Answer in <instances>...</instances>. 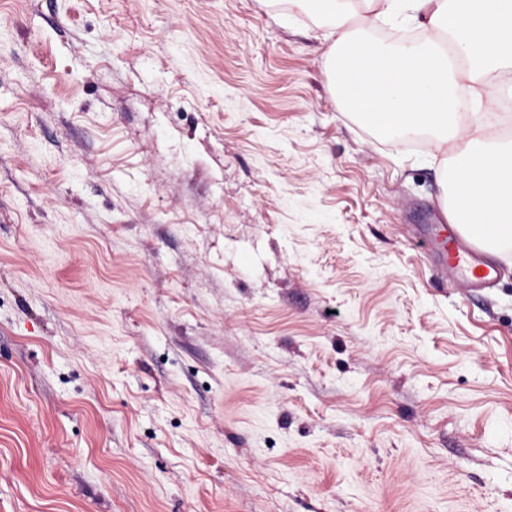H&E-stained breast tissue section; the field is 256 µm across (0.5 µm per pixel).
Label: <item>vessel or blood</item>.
<instances>
[{
  "instance_id": "1",
  "label": "vessel or blood",
  "mask_w": 512,
  "mask_h": 512,
  "mask_svg": "<svg viewBox=\"0 0 512 512\" xmlns=\"http://www.w3.org/2000/svg\"><path fill=\"white\" fill-rule=\"evenodd\" d=\"M448 244L445 272L449 277L460 280L472 291L494 286L498 278V266L481 249L474 243L463 242L453 231L448 234Z\"/></svg>"
}]
</instances>
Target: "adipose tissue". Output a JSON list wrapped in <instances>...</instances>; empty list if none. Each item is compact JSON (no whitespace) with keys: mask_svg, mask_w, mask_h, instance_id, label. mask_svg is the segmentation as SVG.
Here are the masks:
<instances>
[{"mask_svg":"<svg viewBox=\"0 0 512 512\" xmlns=\"http://www.w3.org/2000/svg\"><path fill=\"white\" fill-rule=\"evenodd\" d=\"M320 7L332 41L326 63L340 99L395 132L428 128L450 148L465 184L450 216L484 246L512 242V140L489 123L484 103L512 99V0H295ZM422 20V43L369 38L379 18ZM473 106L453 110L458 93Z\"/></svg>","mask_w":512,"mask_h":512,"instance_id":"ef3b65f1","label":"adipose tissue"}]
</instances>
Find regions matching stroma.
I'll use <instances>...</instances> for the list:
<instances>
[{
    "instance_id": "35a3bbf8",
    "label": "stroma",
    "mask_w": 512,
    "mask_h": 512,
    "mask_svg": "<svg viewBox=\"0 0 512 512\" xmlns=\"http://www.w3.org/2000/svg\"><path fill=\"white\" fill-rule=\"evenodd\" d=\"M292 0H0V512H512V246L338 102ZM456 231V232H455ZM460 232L448 225L447 238L442 239L440 245L446 251L445 273L452 278L460 280L470 291H479L492 288L498 278V266L489 260L481 249L474 243H464L459 237Z\"/></svg>"
}]
</instances>
